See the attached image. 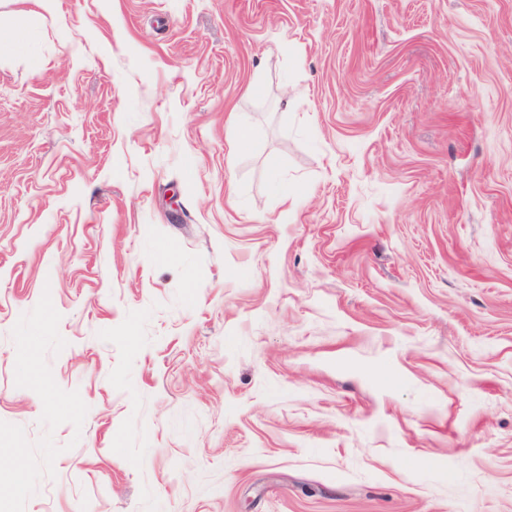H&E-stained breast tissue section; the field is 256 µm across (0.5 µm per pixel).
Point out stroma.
I'll use <instances>...</instances> for the list:
<instances>
[{
	"instance_id": "1",
	"label": "stroma",
	"mask_w": 512,
	"mask_h": 512,
	"mask_svg": "<svg viewBox=\"0 0 512 512\" xmlns=\"http://www.w3.org/2000/svg\"><path fill=\"white\" fill-rule=\"evenodd\" d=\"M14 25L0 512H512V0Z\"/></svg>"
}]
</instances>
